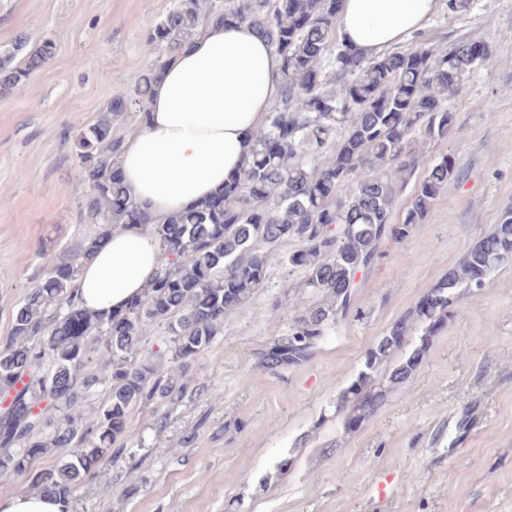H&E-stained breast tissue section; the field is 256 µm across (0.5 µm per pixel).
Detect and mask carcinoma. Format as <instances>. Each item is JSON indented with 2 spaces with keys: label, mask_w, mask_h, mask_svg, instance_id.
<instances>
[{
  "label": "carcinoma",
  "mask_w": 512,
  "mask_h": 512,
  "mask_svg": "<svg viewBox=\"0 0 512 512\" xmlns=\"http://www.w3.org/2000/svg\"><path fill=\"white\" fill-rule=\"evenodd\" d=\"M341 0H175L151 24L147 43L160 51L136 91L146 107L151 86L171 54L203 20L247 22L271 41L283 61L284 94L255 137L252 156L224 184L222 198L149 225L167 264L137 304L121 313L90 312L73 299L80 261L91 257L114 224H144L112 165L119 151L110 111L80 134L77 145L92 185L84 216L101 231L83 240L17 308L11 335L0 342V474L68 500L103 461L131 453L121 442L139 406L172 403L190 385L194 360L213 342L224 315L241 308L264 285L277 248L295 240L288 266L320 298L260 352L271 372L307 362L324 336L352 309L357 272L375 265L382 243L405 238L423 223L440 190L456 174L443 155L423 165L424 147L448 138L455 114L448 102L471 71L489 62L487 45L461 42L447 52L433 46L364 59L347 46L332 52ZM20 39L0 51V85L14 86L52 54L14 64ZM334 68L335 89L323 83ZM332 152L328 163L317 158ZM413 193L400 219L399 194ZM512 264V204L499 224L471 246L417 305L366 355L364 369L340 393L336 408L352 431L384 402L376 381L396 361L387 383H404L423 361L431 337L451 316L458 290L480 291L495 270ZM422 324L423 336L402 359L404 337ZM162 330L164 347L148 339ZM95 410L92 421L79 407ZM67 449L53 464L40 460Z\"/></svg>",
  "instance_id": "1"
}]
</instances>
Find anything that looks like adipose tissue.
Listing matches in <instances>:
<instances>
[{"instance_id": "1", "label": "adipose tissue", "mask_w": 512, "mask_h": 512, "mask_svg": "<svg viewBox=\"0 0 512 512\" xmlns=\"http://www.w3.org/2000/svg\"><path fill=\"white\" fill-rule=\"evenodd\" d=\"M438 0H341L337 33L374 58L403 44ZM283 90L282 59L251 25L209 22L171 56L153 85L147 116L124 140L117 168L128 197L163 222L210 199L248 160L254 134ZM142 224L113 225L74 283L80 307L119 311L157 276L162 251Z\"/></svg>"}]
</instances>
